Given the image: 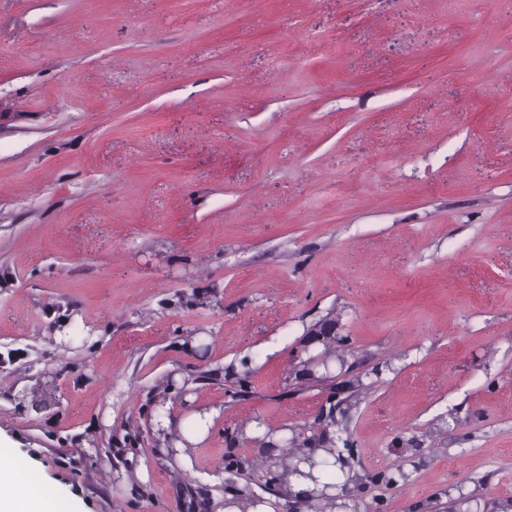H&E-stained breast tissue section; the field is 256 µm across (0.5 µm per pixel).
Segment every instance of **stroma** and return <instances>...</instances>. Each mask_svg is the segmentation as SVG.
<instances>
[{"label":"stroma","mask_w":512,"mask_h":512,"mask_svg":"<svg viewBox=\"0 0 512 512\" xmlns=\"http://www.w3.org/2000/svg\"><path fill=\"white\" fill-rule=\"evenodd\" d=\"M235 8L0 0V468L216 512L332 396L358 512H512V0Z\"/></svg>","instance_id":"obj_1"}]
</instances>
